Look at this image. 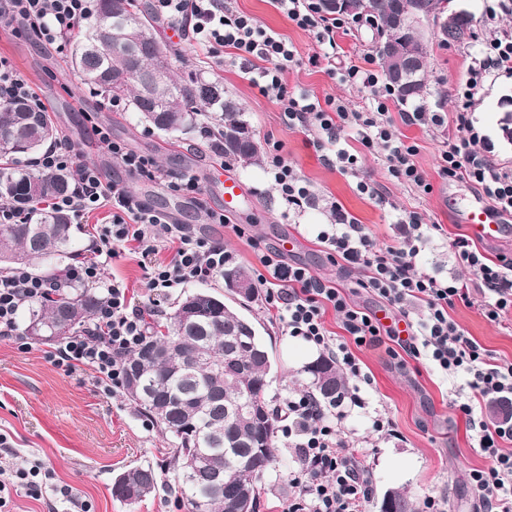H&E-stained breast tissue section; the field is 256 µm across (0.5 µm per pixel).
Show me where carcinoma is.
Instances as JSON below:
<instances>
[{
    "mask_svg": "<svg viewBox=\"0 0 512 512\" xmlns=\"http://www.w3.org/2000/svg\"><path fill=\"white\" fill-rule=\"evenodd\" d=\"M406 0H345L343 8L325 13L369 17L376 21L378 42L392 37L411 41L415 33L395 31L388 18ZM106 14L123 24L155 29L138 0H96L92 15L73 37L72 71L89 89L126 99L141 117L166 133H187L199 126L198 116L221 113L219 131L224 157L255 163L261 147L239 104L224 96L217 82L197 75L173 76L172 48L156 54L145 43L133 51H119L112 37L98 31L97 18ZM472 18L461 16L457 27L442 34L447 43H462L472 36ZM397 102L406 104L426 90L424 71L412 66L401 77L396 67L381 59ZM55 138V128L44 111L24 101L0 105V156L35 153ZM72 178L65 171L32 172L0 167V199L18 209L71 192ZM73 256L68 214L42 210L36 221L0 224V265L8 268L37 261L62 262ZM194 302L192 321L182 316L185 301L166 317V333L153 334L125 357L126 370L139 367L137 378H127L125 396L137 412L149 416L159 429L175 439L173 486L187 512H259L261 480L275 462L273 444L276 415L266 400L269 352L253 323L206 290ZM98 297L77 288L59 301L29 308V331L46 340H62L92 316ZM157 344L166 357L146 359L145 348ZM314 376L315 397L334 404L346 390L335 362L320 358L308 366ZM251 404L253 417L229 415L228 405ZM161 475L152 466L138 465L119 473L113 497L138 503L153 493Z\"/></svg>",
    "mask_w": 512,
    "mask_h": 512,
    "instance_id": "1",
    "label": "carcinoma"
}]
</instances>
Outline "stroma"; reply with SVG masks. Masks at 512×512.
Wrapping results in <instances>:
<instances>
[{"label": "stroma", "instance_id": "35a3bbf8", "mask_svg": "<svg viewBox=\"0 0 512 512\" xmlns=\"http://www.w3.org/2000/svg\"><path fill=\"white\" fill-rule=\"evenodd\" d=\"M229 3L295 47L298 62L284 74L288 90L330 95L356 109L368 105L366 92L342 84L309 64V57L320 51L317 41L290 22L272 0ZM451 3L471 13L474 37L464 44L429 40L424 102L432 112L453 111L451 93L467 76L470 53L491 39L496 29L484 23L487 0ZM154 26L159 37L170 41L176 51V75L195 73L218 82L225 96L238 102L260 144L280 142L285 158L311 183L313 198L291 219L281 215L279 194L265 164L239 161L232 164L231 171L249 190L253 205L234 216L233 226L208 223L207 210L224 208L223 171L198 131L167 134L141 120L131 107L113 110L107 94L87 89L69 70L67 56L45 49L13 27L0 26V56L8 59L31 86L60 137L74 147L81 161L96 165L105 179L121 182L154 208L186 224L189 231L223 241L225 249L237 254L239 266L247 270L259 268L261 253H280L285 262L307 266L322 280L335 282L361 310L397 322L402 318L399 308L357 288L359 270L340 272L328 260L317 235L324 225L333 223V211L338 208L362 224L377 247L397 246L405 240L408 213L419 211L438 230L421 244L416 266L443 279L472 280V272L457 265L452 248L453 240L465 229L448 210L449 194L471 191L472 186L446 182L437 174L440 150L448 139L447 127L426 123L400 128L408 141L419 147L414 161L433 187L430 194L411 191L390 176L377 153L367 152L361 164L383 195L379 201L368 198L357 191L354 178L319 160L308 143L307 132L288 128L281 104L262 96L239 67L221 64L194 46L171 40L170 27L162 18H155ZM510 91L512 74L489 77L471 113L486 138L491 158L512 167V143L501 137L503 114L499 108L500 97ZM96 123L108 126L113 138L130 150L156 156L165 170L194 175L200 187L198 201L129 177L99 146L92 129ZM238 224L252 225L259 247L236 235L234 227ZM106 276L121 281L140 306H149L138 255L115 259ZM243 313L253 320L271 355L266 393L270 405H278L289 392L311 390L313 377L306 368L322 356V349L285 334L267 309L263 294H256ZM449 314L466 336L494 357L512 360V311L492 322L477 307L459 302ZM50 349V344L34 340L22 351L15 343L0 340V431L12 439L14 463L23 466L35 458L44 460L53 468L56 480L76 488L92 512H186L174 491L164 485L132 505L113 497L112 482L126 466H167L172 438L158 429H145L143 415L134 411L124 393L105 398L87 375L77 372L68 376L58 370L46 358ZM357 356L371 381L361 384L362 404L347 408L342 429L363 442L362 464L372 487L367 512H379L383 495L389 490L405 492L416 506L425 497L434 496L447 502L448 512H476L477 495L470 472L488 468L490 461L474 449L466 418L456 406L463 395L464 377L443 375L426 362L393 359L382 344L361 348ZM380 413L394 420L397 435L373 432L372 420ZM274 452L276 462L265 476L259 512H283L295 494L288 482L293 453L287 441L276 438Z\"/></svg>", "mask_w": 512, "mask_h": 512}]
</instances>
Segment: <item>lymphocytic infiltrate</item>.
<instances>
[{
    "label": "lymphocytic infiltrate",
    "instance_id": "lymphocytic-infiltrate-1",
    "mask_svg": "<svg viewBox=\"0 0 512 512\" xmlns=\"http://www.w3.org/2000/svg\"><path fill=\"white\" fill-rule=\"evenodd\" d=\"M316 2L274 0L288 20L314 34L329 75L367 91L371 100L367 109L351 110L331 97L288 91L283 74L297 62L293 46L279 34L257 25L250 15L228 6L226 0H154L153 6L183 41L201 47L210 57L243 68L264 96L281 104L288 128L311 131V144L321 160L355 178L359 193L374 198L379 191L363 175L357 155L350 153L346 141L350 135L365 149L381 148L388 172L401 184L421 194L431 193V184L414 161L417 144L406 143L391 119L389 105L394 96L384 74L368 55L359 65L340 60L336 34L347 22L321 14ZM89 12V0H0V24L19 23L23 32L60 54L67 51ZM495 73H512L511 30H499L472 56L465 84L453 93L454 112L431 114L420 104L402 113L401 120L408 126L428 121L454 127L456 134L440 155L439 176L448 182L472 183L495 208L512 213V167L497 164L485 153V138L470 116L486 78ZM93 132L131 177L160 182L177 195L197 192L194 178L163 171L154 157L128 151L102 126H94ZM29 164L40 172L66 171L72 176L74 190L50 199L48 208L79 218L106 205L112 208L111 223L93 227L91 254L79 256L67 271L68 285L101 286L97 308L88 327L56 344L48 354L50 362L65 373H91L96 388L112 396L124 387V358L145 341L148 324L143 309L129 297L122 283L104 284L110 260L126 251L140 255L149 266L148 290L162 293L191 281L213 278L233 266L236 256L225 250L223 242L188 231L127 188L105 181L97 167L80 162L73 147L64 141L51 142ZM266 169L278 188L283 217L299 212L312 195L311 186L288 164L280 143H273L267 151ZM335 218V223L317 236L328 259L340 262L342 270H361L363 276L357 280V287L389 304L421 307L411 336L399 338L395 328L382 326L376 317L352 304L342 289L324 282L308 268L287 264L277 254H264L260 257L264 271L257 274L256 282L264 290L268 307L275 310L278 324L285 334L327 351L356 382H368L369 377L354 347L379 345L386 340L396 342L413 359L430 360L446 374L468 375L469 394L458 409L465 415L480 451L492 461L489 468L472 471L470 478L481 494V512H512V452L501 447L502 442H512V425L491 427L473 416L476 403L512 393V361L488 353L466 336L448 313L454 302L475 303L485 318L499 321L512 310V264L485 258L467 236L454 239L458 262L477 277V286L471 289L417 269L414 259L419 245L433 230L421 213L409 214L410 234L403 246L379 250L362 225L341 212ZM166 251L171 254L167 260L162 257ZM59 295L57 282L34 274L27 265L1 272L0 338L27 348L25 337L18 333L19 311L26 306L49 304ZM330 309L345 338L333 337L327 330L325 315ZM278 416L281 434L295 454L288 481L296 494L284 512H363L371 495L370 477L361 464L362 449L341 433L339 413L318 403L311 392L300 391L282 399ZM54 478V471L41 460L18 468L0 459V512H13V492L21 490L38 500L49 487L77 503L80 512H90L89 504L81 501L76 489L54 485Z\"/></svg>",
    "mask_w": 512,
    "mask_h": 512
}]
</instances>
